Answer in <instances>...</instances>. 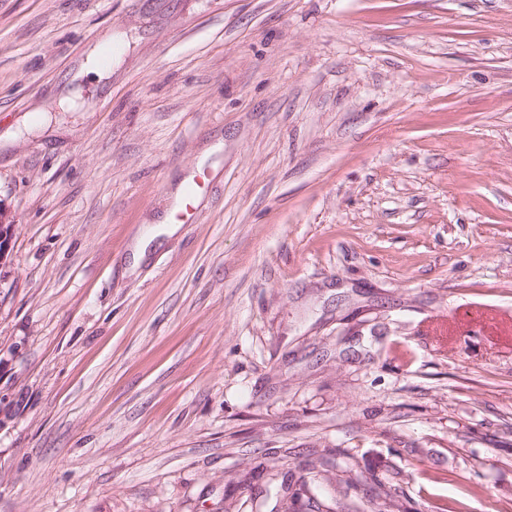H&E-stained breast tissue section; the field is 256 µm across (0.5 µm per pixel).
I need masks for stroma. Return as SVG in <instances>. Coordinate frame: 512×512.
<instances>
[{"label":"stroma","instance_id":"stroma-1","mask_svg":"<svg viewBox=\"0 0 512 512\" xmlns=\"http://www.w3.org/2000/svg\"><path fill=\"white\" fill-rule=\"evenodd\" d=\"M0 201V512H512V0H0ZM201 188L200 182H195L192 184L186 191L184 201L180 207V209L174 214V220L177 224H193L195 222V213L193 208V200L198 194ZM164 225H169L165 227L163 232L167 235H173L178 230L177 224H167L161 223ZM15 225L5 204L0 201V264L10 255Z\"/></svg>","mask_w":512,"mask_h":512}]
</instances>
